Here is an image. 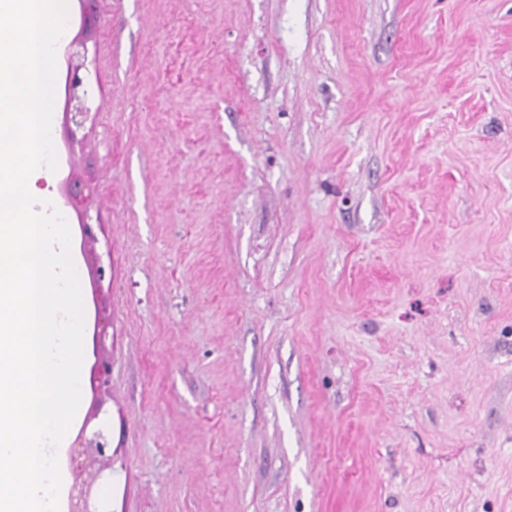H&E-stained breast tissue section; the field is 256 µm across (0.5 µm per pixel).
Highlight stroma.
Wrapping results in <instances>:
<instances>
[{
  "label": "stroma",
  "mask_w": 512,
  "mask_h": 512,
  "mask_svg": "<svg viewBox=\"0 0 512 512\" xmlns=\"http://www.w3.org/2000/svg\"><path fill=\"white\" fill-rule=\"evenodd\" d=\"M74 38L35 189L110 367L95 512H512V0H68ZM82 44L76 39L70 45L65 47V53L68 58L67 72H66V92H67V112L69 122L75 126L76 129L83 127L90 108L88 103L92 100L91 91L83 77L80 76L79 66L72 64V59L77 56L80 51L79 48ZM91 195L92 190L82 181L73 177L66 181L64 196L67 206H71L77 211L86 209Z\"/></svg>",
  "instance_id": "obj_1"
}]
</instances>
